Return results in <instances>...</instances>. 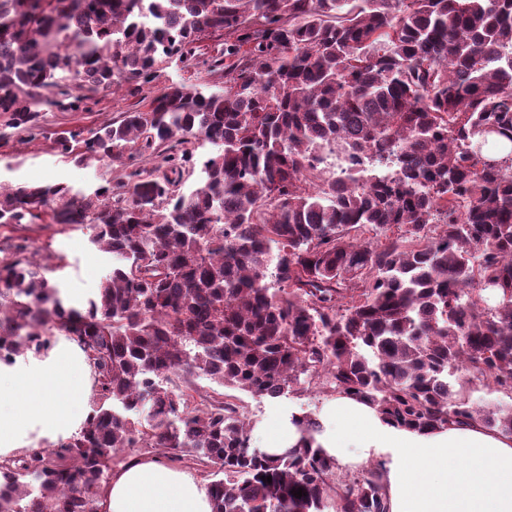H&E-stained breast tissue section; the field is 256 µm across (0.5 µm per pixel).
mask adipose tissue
Wrapping results in <instances>:
<instances>
[{
    "mask_svg": "<svg viewBox=\"0 0 512 512\" xmlns=\"http://www.w3.org/2000/svg\"><path fill=\"white\" fill-rule=\"evenodd\" d=\"M92 368L67 337L47 355L0 367V460L15 456L33 429L59 440L88 414ZM316 441L342 466L379 461L389 512H512V435L482 424L418 433L391 425L345 395L322 408ZM97 512H212L206 484L188 470L140 458L114 470Z\"/></svg>",
    "mask_w": 512,
    "mask_h": 512,
    "instance_id": "obj_1",
    "label": "adipose tissue"
}]
</instances>
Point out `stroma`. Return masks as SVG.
<instances>
[{"instance_id": "stroma-1", "label": "stroma", "mask_w": 512, "mask_h": 512, "mask_svg": "<svg viewBox=\"0 0 512 512\" xmlns=\"http://www.w3.org/2000/svg\"><path fill=\"white\" fill-rule=\"evenodd\" d=\"M196 54L202 67L186 69L178 61H170L150 85L136 89L99 94L86 112H67L52 109L40 119V133L28 140L16 136L0 137V178L24 179L42 184L67 183L74 188L88 189L104 183L115 173L109 163H93L78 167L65 161L54 147L58 135L68 129L95 128L122 112L142 108L155 97L160 88L170 83H184L196 87H211L213 76L207 71L208 63L221 59L224 54V34L220 31L203 35L196 44ZM89 232L73 224H31L20 228L0 225V246L26 244L29 255L42 258L56 268L54 277L62 292L72 303H80L94 296L98 285L108 273L110 258L92 251ZM200 396L224 391L230 400L244 406L251 425V443L264 447L263 433L274 422L287 423L290 411L320 414L325 401L323 395L306 393L279 398L254 396L237 389H220L208 377L196 378Z\"/></svg>"}]
</instances>
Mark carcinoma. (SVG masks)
I'll list each match as a JSON object with an SVG mask.
<instances>
[{
    "mask_svg": "<svg viewBox=\"0 0 512 512\" xmlns=\"http://www.w3.org/2000/svg\"><path fill=\"white\" fill-rule=\"evenodd\" d=\"M209 30L222 89L171 83L55 140L123 174L0 182V224H84L112 259L78 307L53 267L0 248V364L64 335L94 372L77 433L0 462V512H96L124 448L208 470L213 512H389L381 466L342 472L316 418L272 455L224 394L192 404L200 375L512 435V407L452 381L512 398V0H0V126L30 137L49 108L149 85L173 57L192 68ZM196 54L199 59L212 64L215 60L224 61V31L206 33L197 42ZM467 376L464 373L459 374V382L455 383L456 390L470 400L472 404L484 409H495L496 407H510L512 400L500 399L499 395L484 387L472 388L465 383Z\"/></svg>",
    "mask_w": 512,
    "mask_h": 512,
    "instance_id": "cac0c4a2",
    "label": "carcinoma"
}]
</instances>
